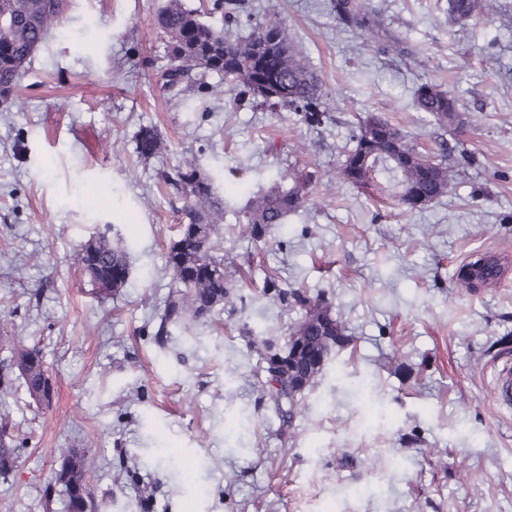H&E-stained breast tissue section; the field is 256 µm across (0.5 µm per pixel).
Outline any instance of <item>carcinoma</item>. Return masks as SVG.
Returning a JSON list of instances; mask_svg holds the SVG:
<instances>
[{"mask_svg":"<svg viewBox=\"0 0 512 512\" xmlns=\"http://www.w3.org/2000/svg\"><path fill=\"white\" fill-rule=\"evenodd\" d=\"M497 0H448V20L464 23L489 18L496 14ZM69 0H0V110L8 111L16 103L15 86L20 71L44 43L47 34L61 25ZM332 10L339 27L356 34L378 25L361 0H334ZM160 29L167 38L170 65L165 73L169 91L181 83L192 69L219 73L230 91L248 95L273 110L286 108L299 113L303 123L321 127L329 119L318 74L307 65L294 37L278 12L272 10L254 22L249 35L242 37L230 30H217L202 20L200 12L169 0L159 12ZM270 41V53L254 58L257 44ZM417 109L431 115L446 126L459 117L458 98L452 91L436 84H424L414 93ZM354 146L347 151L339 170L342 181L373 194L379 202L404 204L410 189L431 203L448 193L451 175L441 161L423 156L407 136L387 119L370 116L359 123L353 136ZM166 148L160 135L142 129L136 135L135 152L143 160L151 159ZM165 180L181 193L187 223L181 225L178 239L168 254L176 294L169 300L156 335L167 334V327L177 324L188 311L197 317L209 314L224 303V257L218 255L215 240L217 226L224 217V207L214 192L210 178L195 163L165 176ZM307 178L295 177L292 185L259 196L243 212L256 239L265 236L274 225L286 222L303 199ZM204 258L212 265L210 277L194 278L196 262ZM79 262L90 281L112 278V269L129 268V256L120 240L106 234L90 237L80 249ZM29 361L20 376L27 389L33 390L49 380L38 346L20 344ZM264 397L290 422L292 405L288 394L271 385L270 376L262 380ZM7 422L0 421V472L13 464V450L5 447L3 436Z\"/></svg>","mask_w":512,"mask_h":512,"instance_id":"obj_1","label":"carcinoma"}]
</instances>
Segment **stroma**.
<instances>
[{"instance_id":"35a3bbf8","label":"stroma","mask_w":512,"mask_h":512,"mask_svg":"<svg viewBox=\"0 0 512 512\" xmlns=\"http://www.w3.org/2000/svg\"><path fill=\"white\" fill-rule=\"evenodd\" d=\"M166 2L70 0L76 39L50 34L17 107L0 112V417L16 455L0 512H66L53 476L74 450L98 512H512V411L493 392L512 351V0L463 24L447 0H364L383 31L360 36L330 0H239L240 34L277 10L320 76L330 118L316 130L199 69L172 96ZM424 83L455 93L458 124L416 109ZM372 115L444 156V197L384 208L338 178ZM143 129L167 145L146 161ZM190 159L224 202L236 286L162 338L166 257L185 221L163 176ZM301 172L313 175L302 206L253 240L248 202ZM104 230L130 270L101 298L78 253ZM487 252L505 258L499 278L464 287V261ZM293 290L327 307L345 340L286 424L260 379L264 339L284 348L305 317L279 297ZM19 341L43 354L50 404L7 369Z\"/></svg>"}]
</instances>
